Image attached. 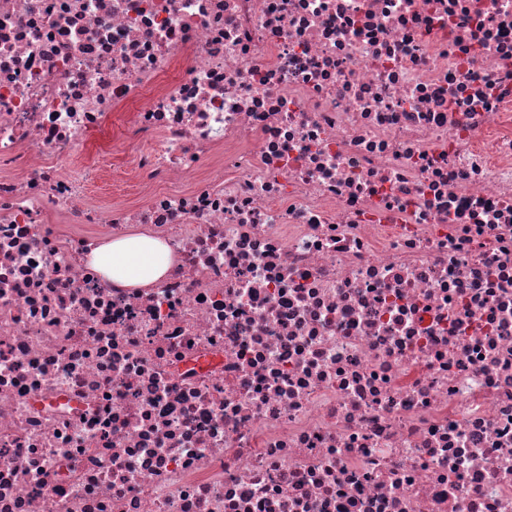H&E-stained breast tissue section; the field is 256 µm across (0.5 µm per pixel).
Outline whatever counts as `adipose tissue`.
Returning <instances> with one entry per match:
<instances>
[{"label":"adipose tissue","mask_w":512,"mask_h":512,"mask_svg":"<svg viewBox=\"0 0 512 512\" xmlns=\"http://www.w3.org/2000/svg\"><path fill=\"white\" fill-rule=\"evenodd\" d=\"M93 262L112 281L136 286L160 278L168 269V251L159 241L133 235L111 241L93 252Z\"/></svg>","instance_id":"adipose-tissue-1"}]
</instances>
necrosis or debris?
Listing matches in <instances>:
<instances>
[{
    "instance_id": "1",
    "label": "necrosis or debris",
    "mask_w": 512,
    "mask_h": 512,
    "mask_svg": "<svg viewBox=\"0 0 512 512\" xmlns=\"http://www.w3.org/2000/svg\"><path fill=\"white\" fill-rule=\"evenodd\" d=\"M0 512H512V0H0ZM106 160L113 164V168L115 167L118 170L117 177L114 182L111 180L106 184H96L95 186H92L90 193L106 201H112L113 198H118L121 195L132 194L134 192L132 184L126 181L123 177L124 175L120 172L124 168H119L116 165L114 166L115 163H118L119 161L122 162L123 159L121 157H115L112 159L108 157ZM93 263L113 282L127 286L148 284L168 269V251L143 235L124 237L93 251Z\"/></svg>"
}]
</instances>
